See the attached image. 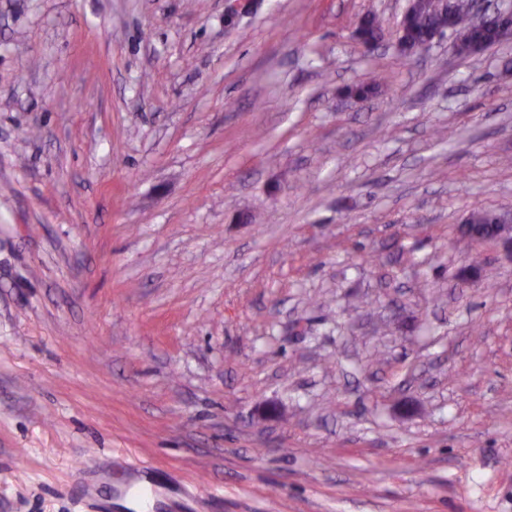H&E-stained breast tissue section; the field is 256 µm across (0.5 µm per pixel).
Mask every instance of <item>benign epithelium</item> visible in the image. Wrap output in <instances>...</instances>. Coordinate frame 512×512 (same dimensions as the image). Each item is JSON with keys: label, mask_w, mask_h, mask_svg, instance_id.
I'll return each instance as SVG.
<instances>
[{"label": "benign epithelium", "mask_w": 512, "mask_h": 512, "mask_svg": "<svg viewBox=\"0 0 512 512\" xmlns=\"http://www.w3.org/2000/svg\"><path fill=\"white\" fill-rule=\"evenodd\" d=\"M436 12H447V23L432 30L424 47L447 34L455 36V48L461 55H476L484 47L471 40L473 27H492L499 31V41L512 37V0H471L467 21H462L451 5V0H407L402 19L406 20L422 6ZM464 227L476 243L494 242L512 254V225L502 216L496 217L492 231L484 236L475 232V225L466 223Z\"/></svg>", "instance_id": "benign-epithelium-1"}]
</instances>
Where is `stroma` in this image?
<instances>
[{
  "instance_id": "35a3bbf8",
  "label": "stroma",
  "mask_w": 512,
  "mask_h": 512,
  "mask_svg": "<svg viewBox=\"0 0 512 512\" xmlns=\"http://www.w3.org/2000/svg\"><path fill=\"white\" fill-rule=\"evenodd\" d=\"M227 6L0 0V512H512V41ZM470 215L466 218L463 226L467 233L471 236L470 239L476 243L494 242L500 244L506 251L512 254V226L509 224L504 217L497 215L496 224H493V228L490 234L484 236L475 233V225L469 224Z\"/></svg>"
}]
</instances>
